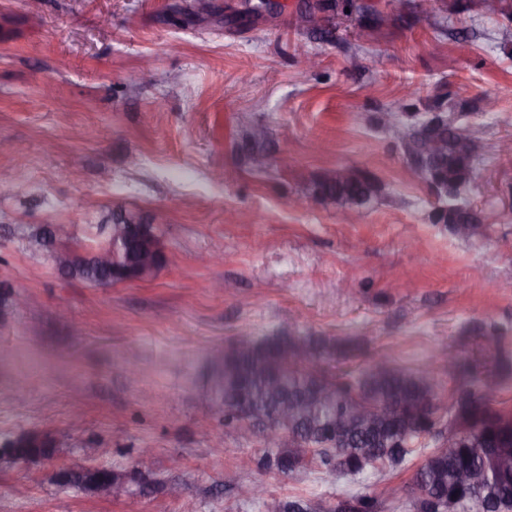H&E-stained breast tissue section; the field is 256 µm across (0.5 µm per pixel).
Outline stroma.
I'll return each instance as SVG.
<instances>
[{
  "instance_id": "1",
  "label": "stroma",
  "mask_w": 512,
  "mask_h": 512,
  "mask_svg": "<svg viewBox=\"0 0 512 512\" xmlns=\"http://www.w3.org/2000/svg\"><path fill=\"white\" fill-rule=\"evenodd\" d=\"M0 0V226L54 221L69 246L89 248L111 212L155 224L165 260L151 280L88 286L32 260L21 236L0 237V283L26 305L0 315V437L84 422L46 462L0 472V512H125L122 502L60 487L56 470L104 448V465L139 467L154 489L141 512H262L238 497L259 481L284 500L330 512L349 495L396 512L391 486L421 464L352 481L317 466L285 477L258 469L259 439L225 426L209 408L222 366L213 359L241 331L277 332L388 349L410 372L432 366L447 338L462 365L482 336L512 409V57L497 47L508 19L448 0H353L335 14L332 40L295 28L309 0ZM473 30L466 51L452 38ZM318 55L305 70L299 46ZM154 63L151 81L138 71ZM62 83V99L43 96ZM461 97L483 128L486 151L471 196L487 216L462 241L434 223L428 185L376 123L399 102ZM264 133L271 166L252 169L250 129ZM350 165L381 187L377 202L344 223L314 182ZM98 202L85 209V198ZM203 253L223 260L205 266ZM223 281V292L211 284ZM177 483L184 497H169Z\"/></svg>"
}]
</instances>
